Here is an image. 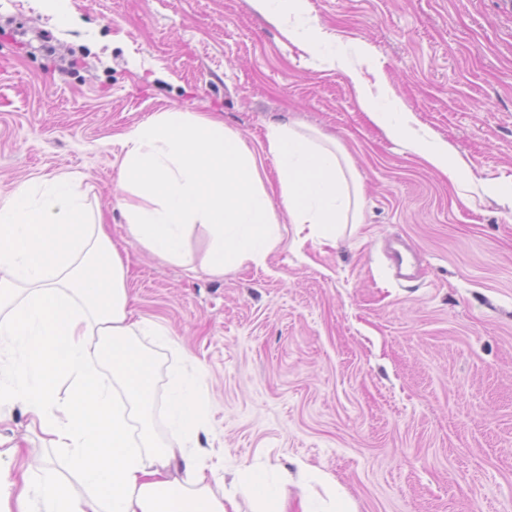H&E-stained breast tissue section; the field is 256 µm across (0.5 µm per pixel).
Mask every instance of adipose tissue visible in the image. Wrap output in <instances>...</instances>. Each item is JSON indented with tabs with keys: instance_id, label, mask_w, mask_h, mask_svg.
Returning a JSON list of instances; mask_svg holds the SVG:
<instances>
[{
	"instance_id": "ef3b65f1",
	"label": "adipose tissue",
	"mask_w": 512,
	"mask_h": 512,
	"mask_svg": "<svg viewBox=\"0 0 512 512\" xmlns=\"http://www.w3.org/2000/svg\"><path fill=\"white\" fill-rule=\"evenodd\" d=\"M346 76L371 121L411 141L429 167L450 179L467 170L448 144L416 133L402 107H378L384 77ZM119 143L120 200L129 241L167 262L189 266L195 228L209 236L202 268L220 277L261 264L283 242L280 215L295 234L332 240L359 226L362 200L347 156L287 123L270 126L258 149L212 116L170 110L124 133ZM270 161L278 189L269 193L258 164ZM80 177L30 180L0 198V354L13 364L0 383V406L22 403L45 442L60 449L88 489L73 495L52 471L34 488L46 512H241L216 496L197 449L204 430L201 380L173 369L165 400L169 433L159 442L152 401L157 363L143 336L169 340L160 323L134 318L127 267L88 201ZM112 369L111 382L98 372ZM70 383L66 397L58 377ZM137 426H130V419ZM238 483L264 506L285 512L281 486L250 467Z\"/></svg>"
}]
</instances>
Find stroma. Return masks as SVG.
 <instances>
[{
  "label": "stroma",
  "instance_id": "35a3bbf8",
  "mask_svg": "<svg viewBox=\"0 0 512 512\" xmlns=\"http://www.w3.org/2000/svg\"><path fill=\"white\" fill-rule=\"evenodd\" d=\"M68 8L79 22L64 28L33 0H0V196L87 176L134 317L174 339H140L158 363L157 439L183 347L205 376L210 487L242 512L256 507L233 485L247 466L291 472L288 512L304 499L314 512H512V0H307L278 25L250 0ZM314 24L326 34L315 55L298 38ZM334 56L368 79L381 71L467 177L373 125ZM173 108L222 118L252 149L280 120L335 138L361 185V226L331 247L282 225L264 263L221 278L126 242L118 140ZM300 461L331 485L295 479ZM0 467L34 482L51 470L85 493L18 405L0 417Z\"/></svg>",
  "mask_w": 512,
  "mask_h": 512
}]
</instances>
